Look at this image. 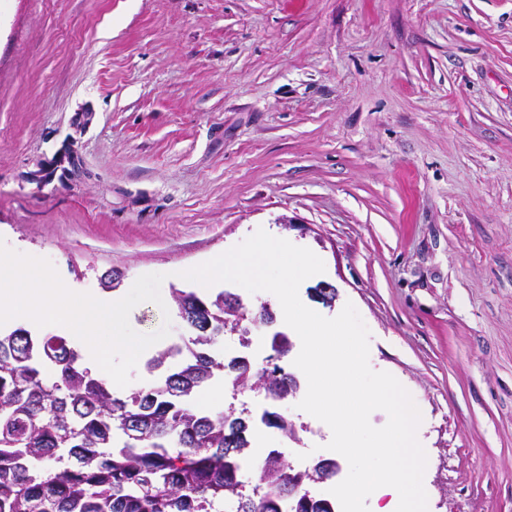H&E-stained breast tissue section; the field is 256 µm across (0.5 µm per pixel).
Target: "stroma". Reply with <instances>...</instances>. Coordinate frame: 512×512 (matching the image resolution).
<instances>
[{"mask_svg":"<svg viewBox=\"0 0 512 512\" xmlns=\"http://www.w3.org/2000/svg\"><path fill=\"white\" fill-rule=\"evenodd\" d=\"M292 227L281 225V218ZM274 228L422 415L428 512H512V0H0V237L98 294ZM334 306L316 301L318 283ZM160 347L173 300L130 313ZM264 391L299 470L331 430Z\"/></svg>","mask_w":512,"mask_h":512,"instance_id":"stroma-1","label":"stroma"}]
</instances>
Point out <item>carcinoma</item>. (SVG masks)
Here are the masks:
<instances>
[{
	"label": "carcinoma",
	"mask_w": 512,
	"mask_h": 512,
	"mask_svg": "<svg viewBox=\"0 0 512 512\" xmlns=\"http://www.w3.org/2000/svg\"><path fill=\"white\" fill-rule=\"evenodd\" d=\"M191 308L190 336L148 359L161 372L127 395L92 374L68 340L18 327L0 333V512H289L288 468L269 452L262 492H245L246 418L199 412L194 394L214 378L237 374L212 348L224 339V292L203 299L175 288ZM288 353L273 351L268 377H288Z\"/></svg>",
	"instance_id": "carcinoma-1"
}]
</instances>
